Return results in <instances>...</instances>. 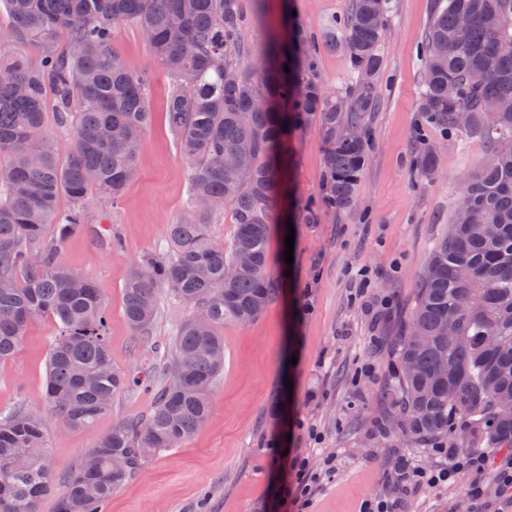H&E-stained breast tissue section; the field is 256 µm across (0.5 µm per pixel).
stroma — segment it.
<instances>
[{"mask_svg":"<svg viewBox=\"0 0 512 512\" xmlns=\"http://www.w3.org/2000/svg\"><path fill=\"white\" fill-rule=\"evenodd\" d=\"M349 0H262L242 35L259 51L269 33L287 35L290 21L317 40L336 31ZM382 38L379 105L370 116L371 149L353 206L323 204V149L309 123L288 139L282 217L312 203L309 221L295 226L293 248L282 236L270 246L276 296L256 320L225 323L224 368L210 391L205 426L177 448L157 453L113 493L105 512H267L277 480L278 451L290 446L315 474L306 512H359L370 497H395L398 512H512L494 480L473 502L471 477L437 488L396 492L402 461L429 469L447 452L425 448L410 455L393 440L394 413L385 400L397 367L394 346L407 324L416 287L431 249L448 231L460 175L475 172L487 156L482 138L442 136L420 129L418 52L431 18V0H391ZM113 47L126 67L147 78L154 119L138 160V174L118 202L90 194L82 230L57 253L60 266L100 286L107 342L115 369L154 372L163 383L164 355L189 305L160 290L152 323L135 332L123 313V285L133 267L169 249L168 228L190 207L189 171L165 112L172 80L138 28H118ZM316 76L328 92L344 93L347 55L320 49ZM430 146L436 175L416 181V145ZM120 249H113V242ZM294 260L285 263V250ZM54 321L33 319L14 356L0 363V413L43 410L46 360ZM153 389L117 394L111 410L93 424L62 430L46 417L45 459L56 482L38 512H55L57 496L82 456L118 420L144 417ZM332 469H324L325 458Z\"/></svg>","mask_w":512,"mask_h":512,"instance_id":"obj_1","label":"stroma"}]
</instances>
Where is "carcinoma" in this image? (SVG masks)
<instances>
[{"instance_id":"1","label":"carcinoma","mask_w":512,"mask_h":512,"mask_svg":"<svg viewBox=\"0 0 512 512\" xmlns=\"http://www.w3.org/2000/svg\"><path fill=\"white\" fill-rule=\"evenodd\" d=\"M0 27V362L12 357L29 323L52 318L44 400L69 428L106 414L141 379L112 366L97 285L56 262L81 231L92 193L119 199L137 172L153 111L146 77L115 53L116 29L133 24L172 89L169 124L189 169L191 207L170 225L171 255L130 271L123 309L137 332L152 322L165 287L190 305L177 330L167 380L150 413L116 422L68 476L55 512H103L112 492L156 452L173 449L208 420L209 391L224 366V322L259 317L276 294L269 248L280 224L291 132L318 122L322 200L351 206L370 151L368 121L379 103L380 45L390 0H351L340 20L349 57V94L330 97L315 77L314 39L291 23L288 41L268 38L259 56L244 42L243 0H6ZM470 18L457 36L460 18ZM17 42L30 54L2 48ZM423 122L443 134L488 143L467 177L448 232L431 250L410 321L397 340L398 369L387 389L400 432L418 451L512 448V0H433L421 45ZM290 71H285L284 66ZM71 129L60 156L47 113ZM413 169L434 175L433 154L415 150ZM67 197L71 207L61 210ZM216 201L232 209L229 245L207 224ZM247 254L233 279L224 270ZM42 415H0V512H37L55 476L43 448Z\"/></svg>"}]
</instances>
